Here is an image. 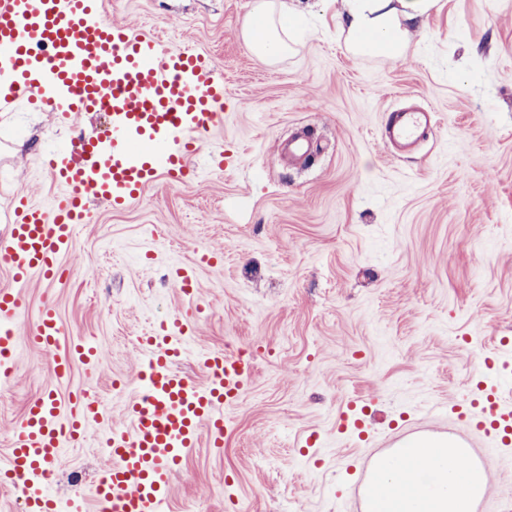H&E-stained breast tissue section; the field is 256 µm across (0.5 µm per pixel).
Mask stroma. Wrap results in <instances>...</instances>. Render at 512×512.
I'll return each instance as SVG.
<instances>
[{
	"label": "stroma",
	"mask_w": 512,
	"mask_h": 512,
	"mask_svg": "<svg viewBox=\"0 0 512 512\" xmlns=\"http://www.w3.org/2000/svg\"><path fill=\"white\" fill-rule=\"evenodd\" d=\"M292 5L302 29L269 64L240 37L252 0H106L113 22L207 53L231 117L192 156L191 184L158 180L120 210L92 203L73 239L82 262L62 281L20 287L0 265L23 322L53 305L68 341L97 347L98 368L58 390L97 395L111 426L129 425L142 337L177 310L196 327L181 373L204 381L206 350L254 359L223 450H190L169 512H358V473L421 425L466 440L485 471L501 465L448 407L481 382L512 398V0H439L400 60L350 51L336 0ZM408 102L434 109L436 126L395 157L381 126ZM302 129L313 155L288 164L277 146ZM69 143L46 109L0 112V237L17 196H59L44 156ZM223 152L233 160L220 168ZM181 266L196 273L193 296L171 279ZM49 361L23 343L0 377V463L51 384ZM351 403L370 410L365 434L342 425ZM107 463L95 438L67 448L55 493L82 490L98 512Z\"/></svg>",
	"instance_id": "35a3bbf8"
}]
</instances>
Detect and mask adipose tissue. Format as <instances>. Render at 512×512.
Segmentation results:
<instances>
[{
  "instance_id": "adipose-tissue-1",
  "label": "adipose tissue",
  "mask_w": 512,
  "mask_h": 512,
  "mask_svg": "<svg viewBox=\"0 0 512 512\" xmlns=\"http://www.w3.org/2000/svg\"><path fill=\"white\" fill-rule=\"evenodd\" d=\"M438 0H340L337 18L364 53L398 59L406 48L404 22L425 21ZM287 0H253L241 34L258 58L288 53ZM368 512H472L485 494L487 475L455 440L417 438L373 462Z\"/></svg>"
}]
</instances>
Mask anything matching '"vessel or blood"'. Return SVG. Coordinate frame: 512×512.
Listing matches in <instances>:
<instances>
[{
    "instance_id": "vessel-or-blood-1",
    "label": "vessel or blood",
    "mask_w": 512,
    "mask_h": 512,
    "mask_svg": "<svg viewBox=\"0 0 512 512\" xmlns=\"http://www.w3.org/2000/svg\"><path fill=\"white\" fill-rule=\"evenodd\" d=\"M22 99L71 124L108 102L112 127L106 138H83L79 146L47 158V170L63 189L53 206L18 198L16 221L0 238V263L19 282L60 277L59 260L71 254L75 228L89 219V203L122 207L157 180L190 181L189 157L225 119L224 75L206 54L112 23L103 0H0V112ZM434 124L430 111L391 110L382 138L407 151ZM20 310L16 294L1 289V375L11 374L22 339L50 353L54 381L69 377L75 366H98L94 346L62 347L52 306H44L23 331ZM186 335L185 319L175 313L143 339L148 356L139 372L143 389L129 407L130 428L105 438L111 463L92 489L102 512H167L171 479L183 452L196 445L200 425H207L212 446L224 445L223 410L245 392L254 364L225 350L203 352L206 381L198 383L175 367ZM69 401L65 416L56 392H43L28 402L13 432L0 483L20 487L23 512H57L47 481L64 448L84 441L108 418L94 396L82 393ZM457 412L496 447L512 448V402L494 387L479 384L476 400Z\"/></svg>"
}]
</instances>
